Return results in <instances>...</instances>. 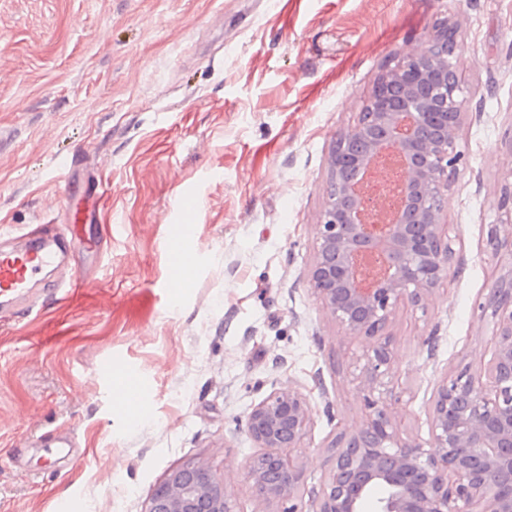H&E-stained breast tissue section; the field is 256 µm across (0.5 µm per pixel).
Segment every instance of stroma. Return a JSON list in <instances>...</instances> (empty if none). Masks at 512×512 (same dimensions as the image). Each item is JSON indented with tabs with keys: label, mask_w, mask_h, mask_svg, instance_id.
<instances>
[{
	"label": "stroma",
	"mask_w": 512,
	"mask_h": 512,
	"mask_svg": "<svg viewBox=\"0 0 512 512\" xmlns=\"http://www.w3.org/2000/svg\"><path fill=\"white\" fill-rule=\"evenodd\" d=\"M461 20L462 158L445 201L455 252L425 310L385 332L403 437L430 445L446 374L488 368L479 305L498 264L486 244L512 181V0H0V237L64 213L73 155L99 183L85 209L103 239L0 317V512H144L149 490L208 464L240 512H283L246 475L252 405L289 384L314 424L296 456L304 512L332 445L365 410L370 347L308 282L336 135L382 72ZM187 190L200 201L178 212ZM192 222V277L167 288L166 241ZM82 274L71 293L54 286ZM147 388L133 425L118 381Z\"/></svg>",
	"instance_id": "obj_1"
}]
</instances>
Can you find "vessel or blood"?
I'll use <instances>...</instances> for the list:
<instances>
[{
	"instance_id": "b4317fda",
	"label": "vessel or blood",
	"mask_w": 512,
	"mask_h": 512,
	"mask_svg": "<svg viewBox=\"0 0 512 512\" xmlns=\"http://www.w3.org/2000/svg\"><path fill=\"white\" fill-rule=\"evenodd\" d=\"M196 231V225L179 224L170 232L166 242L170 269L168 287H182V248L195 236ZM19 240V245L0 247L1 304L28 295L41 272L57 265L60 256L66 252L62 237L47 234L40 224L27 225Z\"/></svg>"
}]
</instances>
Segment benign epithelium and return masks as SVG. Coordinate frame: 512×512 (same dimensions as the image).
<instances>
[{
  "label": "benign epithelium",
  "instance_id": "7a95c632",
  "mask_svg": "<svg viewBox=\"0 0 512 512\" xmlns=\"http://www.w3.org/2000/svg\"><path fill=\"white\" fill-rule=\"evenodd\" d=\"M446 25L404 53L373 86L358 123L337 135L330 180L315 225L309 284L349 336L374 338L400 306L425 309L452 260L443 202L461 156L465 100ZM505 214L487 230L494 255L512 259V183L500 190ZM494 323L488 378L469 367L446 376L431 407L432 449L401 436L388 341L365 355L358 389L365 418L335 442L334 465L315 495L317 512H512V266L481 304ZM309 397L273 389L247 414L261 448L247 478L267 501L291 500L295 454L311 431ZM145 512H236L225 484L201 462L173 471L147 496Z\"/></svg>",
  "mask_w": 512,
  "mask_h": 512
}]
</instances>
